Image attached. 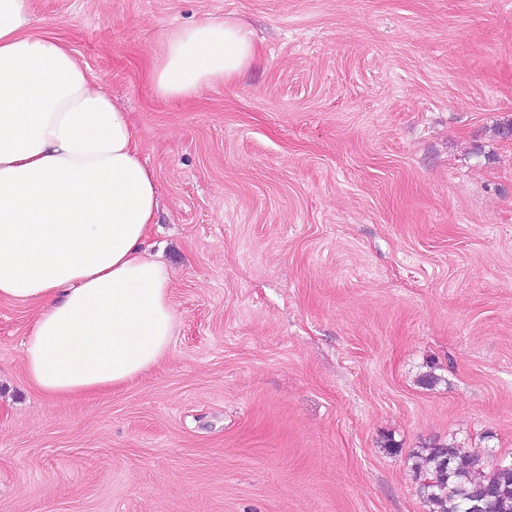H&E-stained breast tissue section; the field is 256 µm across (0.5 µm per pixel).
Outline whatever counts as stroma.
<instances>
[{"instance_id": "1", "label": "stroma", "mask_w": 512, "mask_h": 512, "mask_svg": "<svg viewBox=\"0 0 512 512\" xmlns=\"http://www.w3.org/2000/svg\"><path fill=\"white\" fill-rule=\"evenodd\" d=\"M31 6L134 124L179 321L51 402L36 308L0 301V512H428L424 443L512 461V0ZM205 18L254 61L159 98L163 34Z\"/></svg>"}]
</instances>
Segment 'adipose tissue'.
<instances>
[{
  "instance_id": "obj_1",
  "label": "adipose tissue",
  "mask_w": 512,
  "mask_h": 512,
  "mask_svg": "<svg viewBox=\"0 0 512 512\" xmlns=\"http://www.w3.org/2000/svg\"><path fill=\"white\" fill-rule=\"evenodd\" d=\"M31 0H0V301L32 304L28 383L47 398L134 379L176 324L150 252L156 176L135 128L62 41L30 30ZM249 33L202 19L163 35L156 95L196 97L255 58Z\"/></svg>"
}]
</instances>
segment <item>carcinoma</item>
I'll list each match as a JSON object with an SVG mask.
<instances>
[{"label":"carcinoma","instance_id":"cac0c4a2","mask_svg":"<svg viewBox=\"0 0 512 512\" xmlns=\"http://www.w3.org/2000/svg\"><path fill=\"white\" fill-rule=\"evenodd\" d=\"M413 459L412 469L429 512H466L471 498L483 489L493 492L486 512H512V463L482 473L473 453L438 440L423 446Z\"/></svg>","mask_w":512,"mask_h":512}]
</instances>
